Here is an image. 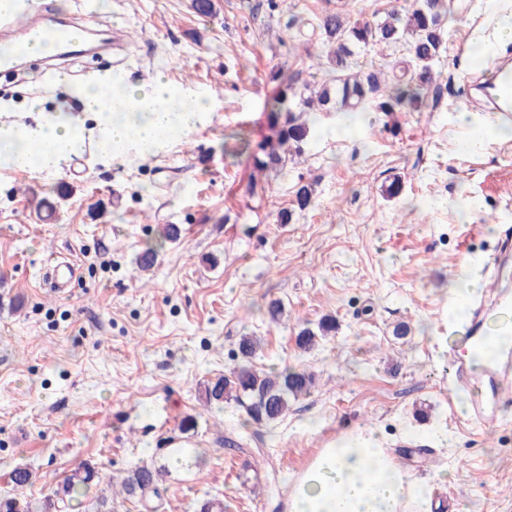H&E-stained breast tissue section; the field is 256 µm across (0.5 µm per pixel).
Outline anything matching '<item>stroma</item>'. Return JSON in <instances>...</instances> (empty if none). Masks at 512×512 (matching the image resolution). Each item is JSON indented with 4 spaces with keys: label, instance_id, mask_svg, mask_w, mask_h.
Instances as JSON below:
<instances>
[{
    "label": "stroma",
    "instance_id": "obj_1",
    "mask_svg": "<svg viewBox=\"0 0 512 512\" xmlns=\"http://www.w3.org/2000/svg\"><path fill=\"white\" fill-rule=\"evenodd\" d=\"M191 2L110 0L96 26L125 29L129 46L94 71L134 82L159 73L202 92L211 110L197 131L130 160L90 144L59 173L0 167V495L17 465L35 472L38 497L84 461L116 482L147 463L168 469L158 512H195L212 497L224 512H284L319 449L367 427L434 476L443 512H512V402L481 426L466 420L468 398L448 399L449 352L468 325L452 290L492 284L499 244L512 239V135L497 128L483 154L458 150L489 0H452L427 108L369 113L352 135L337 132L339 113H323L301 155L260 174L253 156L271 133L274 73L327 78L322 13L374 20L412 0H214L208 17ZM90 71L71 59L69 85L57 86L44 60L26 61L24 90L0 95V110L34 122L38 91L46 111L72 107ZM394 180L401 191L387 195ZM307 183L313 204L300 212ZM60 184L67 196L40 209ZM164 224L180 227L178 242L162 240ZM149 246L156 263L142 272L136 258ZM56 258L77 267L63 293L43 275ZM273 301L284 308L277 321ZM326 316L335 332L300 351L299 329ZM402 323L409 333L395 337ZM245 335L261 340L257 368L315 375L310 394L266 426L198 399L200 382L237 364ZM187 415L197 426L185 432ZM180 445L201 461L175 462Z\"/></svg>",
    "mask_w": 512,
    "mask_h": 512
}]
</instances>
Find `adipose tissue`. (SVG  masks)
Masks as SVG:
<instances>
[{
  "mask_svg": "<svg viewBox=\"0 0 512 512\" xmlns=\"http://www.w3.org/2000/svg\"><path fill=\"white\" fill-rule=\"evenodd\" d=\"M80 113L29 107L34 123L0 118V152H11L18 170H60L84 148L88 132L112 158L163 150L178 135L198 128L206 107L189 88L157 75L137 83L110 74L82 87ZM93 129H86V120ZM429 483L414 479L370 430L358 429L321 449L296 478L286 512H438Z\"/></svg>",
  "mask_w": 512,
  "mask_h": 512,
  "instance_id": "adipose-tissue-1",
  "label": "adipose tissue"
}]
</instances>
